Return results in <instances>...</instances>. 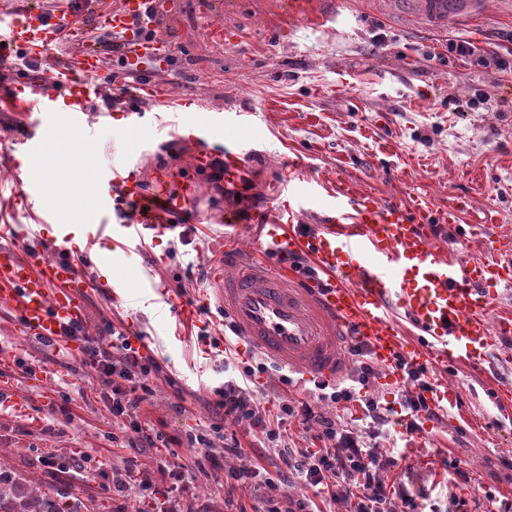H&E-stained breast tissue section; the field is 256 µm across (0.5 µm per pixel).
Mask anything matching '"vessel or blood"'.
Masks as SVG:
<instances>
[{"label": "vessel or blood", "mask_w": 512, "mask_h": 512, "mask_svg": "<svg viewBox=\"0 0 512 512\" xmlns=\"http://www.w3.org/2000/svg\"><path fill=\"white\" fill-rule=\"evenodd\" d=\"M145 2L121 0L118 8L102 15L104 24L129 42L124 59L130 71L161 60L170 47L165 38L139 34L135 21ZM409 2L416 14L434 24L473 17L485 8L484 0ZM79 24V17L70 13L51 16L35 8L11 13L0 58L17 49L42 57L59 43L61 29ZM106 82L102 58L92 48L52 71L38 99H31L29 83L15 81L6 103L24 113L31 131L12 139L10 151L38 162L44 119L65 112L71 124H80L88 102ZM100 181L102 211H110L114 196L134 200L142 195L140 184L124 171L104 169ZM156 183L164 191L169 215L191 210V185L170 192L165 173L158 174ZM318 195L327 197L330 215L308 231L297 216L310 210ZM451 216L446 205L427 195L403 206L360 194L339 175L318 182L314 197L293 199L285 208L271 204L251 210L252 225L263 230L252 242V261L239 265L240 239L227 234L207 264L211 292L178 302L161 283L151 282L150 288L176 326L193 324L210 308L223 310L250 348L301 379H343L348 351L363 348L384 369L388 383L402 380L395 365L399 357L432 371L428 399L455 408L460 397L448 385V365H478L497 337L512 334L511 317L492 319L494 297L488 290L492 283L512 288V233L498 230L489 216L469 225L468 237L485 244L490 258L466 259L456 245L442 249L432 241V226L449 222ZM178 234L177 225L144 216L133 223L68 224L46 250L29 238L23 225L1 219L0 311L10 313L23 335L77 352V342L66 337L65 328L85 323V297L99 286L93 271L96 244L107 239L125 249L150 235ZM297 255L312 259L316 275H305L294 265Z\"/></svg>", "instance_id": "obj_1"}]
</instances>
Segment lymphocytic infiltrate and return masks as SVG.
<instances>
[{"label":"lymphocytic infiltrate","instance_id":"1","mask_svg":"<svg viewBox=\"0 0 512 512\" xmlns=\"http://www.w3.org/2000/svg\"><path fill=\"white\" fill-rule=\"evenodd\" d=\"M67 332L84 343L81 364L92 370L100 396L110 406L117 425L113 442L135 451L158 447L162 433L134 421L132 415L141 403L154 397L160 364L142 356L125 334L110 339L90 336L80 325L69 326ZM353 356L351 378L338 383L315 382L309 399L281 396L273 418L260 412L256 404L252 385L257 374L252 367L241 368L240 378H227L215 388V406L225 420L244 421L259 430L268 445L277 448L289 475L312 491L311 496L301 498L284 493L269 512H315L316 503L340 501L349 503V512H420L416 497L383 478L403 459L397 446L379 442L391 423L392 409L371 392L381 372L370 355L358 348ZM396 366L404 374L399 406L408 416L407 432L419 431V418L441 419L443 410L432 406L425 396L430 387L425 369L401 359ZM328 402L340 405L343 413L359 411L365 429L350 428L341 415L328 413L324 408ZM287 421L301 426L311 447L299 448L286 441L282 425Z\"/></svg>","mask_w":512,"mask_h":512}]
</instances>
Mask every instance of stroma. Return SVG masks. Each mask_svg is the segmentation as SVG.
<instances>
[{
    "label": "stroma",
    "instance_id": "35a3bbf8",
    "mask_svg": "<svg viewBox=\"0 0 512 512\" xmlns=\"http://www.w3.org/2000/svg\"><path fill=\"white\" fill-rule=\"evenodd\" d=\"M98 2L86 0L84 34L50 50L43 69L67 64L77 46L93 44L107 73L117 72L111 43L95 39ZM485 2L484 13L472 21L436 26L400 0H179L158 29L182 51L175 64L156 68L158 102L132 94L105 118L96 99L80 126L71 125L67 113H55L44 160L26 181L33 208L19 214L41 245L53 241L48 225L101 222L92 196L105 166L138 157L133 176L148 194L160 168L195 183L198 222L186 224L180 237L112 251L106 279L122 284V300L91 297L86 313L96 331L132 321L147 333L150 341L140 352L159 362L163 376L155 397L136 415L173 442L138 456L113 443L112 415L79 359L16 335L5 314L0 381L13 383L29 413L0 406V464L81 499L89 512H118L134 494L113 496V472L135 463L161 489L167 484L161 466L174 460L187 465L195 486L192 495L177 498L178 512H265L288 482L260 433L241 423L225 428L246 448L249 465L270 476L251 485L230 476L239 460L185 441L218 415L213 390L224 381L223 317H201L177 339L146 284L163 280L191 293L206 287L208 248L220 245L221 232L233 230L250 247L256 230L247 224V211L271 198L286 204L289 193L339 173L378 198L405 204L423 189L447 201L457 207V219L437 225V242L455 241L472 259H487L485 248L463 230L484 212L512 229V75L449 51L451 43L469 40L487 53H505L512 0ZM186 96L197 108L178 107ZM131 110L144 115L135 128L126 118ZM199 124L208 128L212 157L252 146L242 172L250 187L242 198L215 192L196 169L194 146L169 147L174 131L187 138ZM207 224L213 237L205 235ZM447 378L463 397V413L421 420V461H403L388 479L430 504L445 505L453 495L465 501L467 512H499L512 502V471L498 463L512 451V404H498L491 387L512 383V337L499 341L480 370L452 366ZM60 459L70 462L69 471L51 468ZM448 461L466 462L471 483L453 484L444 468Z\"/></svg>",
    "mask_w": 512,
    "mask_h": 512
}]
</instances>
